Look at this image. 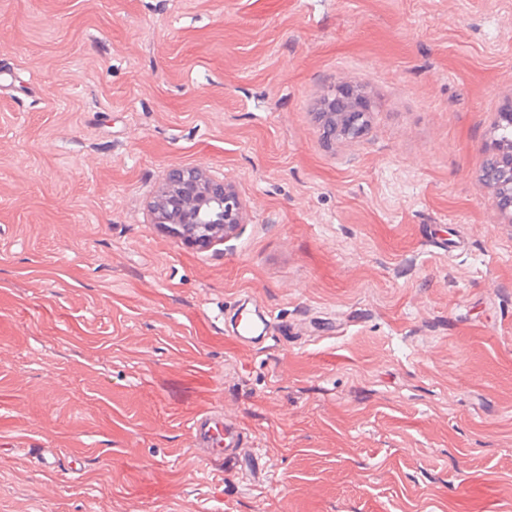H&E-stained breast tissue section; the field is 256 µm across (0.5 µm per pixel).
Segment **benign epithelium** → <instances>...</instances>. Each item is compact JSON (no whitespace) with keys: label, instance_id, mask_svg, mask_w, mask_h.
I'll return each instance as SVG.
<instances>
[{"label":"benign epithelium","instance_id":"benign-epithelium-1","mask_svg":"<svg viewBox=\"0 0 512 512\" xmlns=\"http://www.w3.org/2000/svg\"><path fill=\"white\" fill-rule=\"evenodd\" d=\"M348 98V107L338 114L339 128L348 136L363 121L367 112L362 96L344 92ZM501 172L500 181L494 183L497 206L506 211L512 210V151L499 144L491 145ZM165 192L175 194L177 217L169 220L165 217L156 222L167 224H193L198 231L194 240L207 242L219 235L229 236L242 223L244 204L233 185L224 180L198 174V179L187 180L180 168H174L167 174Z\"/></svg>","mask_w":512,"mask_h":512}]
</instances>
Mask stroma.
Listing matches in <instances>:
<instances>
[{
	"mask_svg": "<svg viewBox=\"0 0 512 512\" xmlns=\"http://www.w3.org/2000/svg\"><path fill=\"white\" fill-rule=\"evenodd\" d=\"M510 108L512 0H0V512H512ZM172 167L236 236L156 224ZM348 98V107L344 112L338 114L339 128L344 131L345 137H349L363 121V117L368 112L362 96L354 94V92H344ZM498 161L497 169L501 172L498 182H491L496 188L497 206L506 211L512 210V151L502 148L497 142L490 146ZM506 180V182H505ZM197 175V180L188 182L181 168H174L168 172L167 187L164 191L169 194L174 190L179 192L174 195L177 217L174 220L157 218L156 222L181 223L178 227L182 235L194 229L193 226L186 224H194L198 234L193 240L198 242H207L220 234H224V238L228 237L238 224H242L244 204L230 182L204 176L200 171H197ZM204 202L217 205L223 214V218L215 226H211L202 214ZM264 322L260 316L257 319H249L240 322L236 327V336H234L241 344H255L261 340L268 338L265 336L266 332L261 329V324ZM188 430L205 468L218 461L234 465L239 460L243 432L236 424L225 422L221 412L214 410L198 415Z\"/></svg>",
	"mask_w": 512,
	"mask_h": 512,
	"instance_id": "obj_1",
	"label": "stroma"
}]
</instances>
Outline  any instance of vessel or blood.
Instances as JSON below:
<instances>
[{"label":"vessel or blood","mask_w":512,"mask_h":512,"mask_svg":"<svg viewBox=\"0 0 512 512\" xmlns=\"http://www.w3.org/2000/svg\"><path fill=\"white\" fill-rule=\"evenodd\" d=\"M188 430L204 466L218 461L233 465L239 460L243 432L239 426L225 422L221 412L214 410L198 415Z\"/></svg>","instance_id":"1"}]
</instances>
